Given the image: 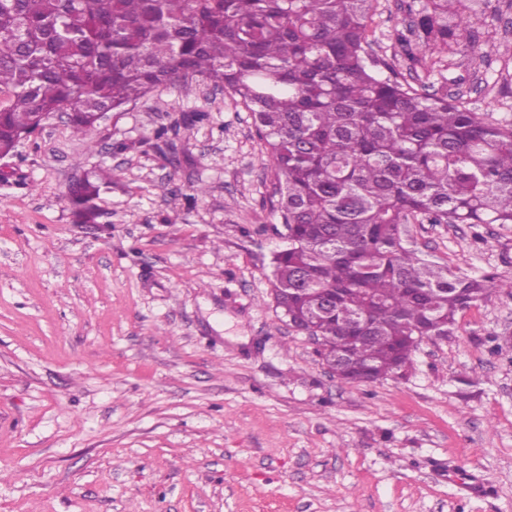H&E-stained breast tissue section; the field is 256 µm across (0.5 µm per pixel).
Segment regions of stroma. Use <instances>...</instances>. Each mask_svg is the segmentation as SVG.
<instances>
[{
    "label": "stroma",
    "mask_w": 512,
    "mask_h": 512,
    "mask_svg": "<svg viewBox=\"0 0 512 512\" xmlns=\"http://www.w3.org/2000/svg\"><path fill=\"white\" fill-rule=\"evenodd\" d=\"M424 2L373 0L369 53L512 125V0L431 67L397 39ZM4 163L0 512H512V295L477 301L406 374L338 379L275 306L274 179L223 89H159L90 140L52 120ZM99 166L119 179L86 224L68 191ZM406 238L512 279V224Z\"/></svg>",
    "instance_id": "35a3bbf8"
}]
</instances>
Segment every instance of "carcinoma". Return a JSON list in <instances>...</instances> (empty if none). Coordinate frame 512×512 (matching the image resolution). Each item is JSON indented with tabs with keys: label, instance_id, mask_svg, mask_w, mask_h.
Listing matches in <instances>:
<instances>
[{
	"label": "carcinoma",
	"instance_id": "obj_1",
	"mask_svg": "<svg viewBox=\"0 0 512 512\" xmlns=\"http://www.w3.org/2000/svg\"><path fill=\"white\" fill-rule=\"evenodd\" d=\"M426 0L413 59L485 23L484 0ZM372 0H0V152L72 105L74 133L176 82L201 79L251 112L288 240L274 251L275 302L325 340L344 382L414 365L412 336L512 280L435 264L408 224H512V126L448 94L381 78L368 46ZM94 168L69 192L86 222L112 185Z\"/></svg>",
	"mask_w": 512,
	"mask_h": 512
}]
</instances>
